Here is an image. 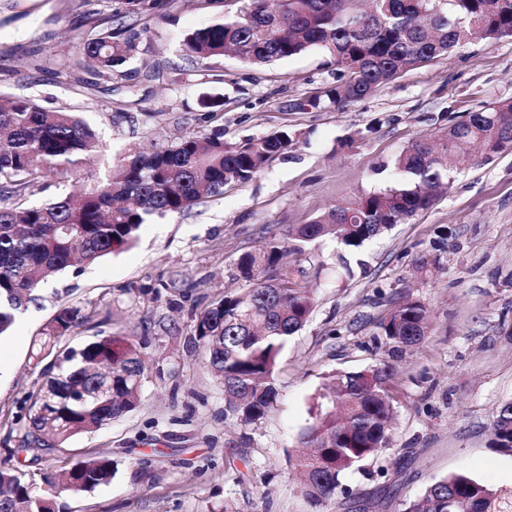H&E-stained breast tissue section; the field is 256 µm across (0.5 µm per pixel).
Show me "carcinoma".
Segmentation results:
<instances>
[{
  "label": "carcinoma",
  "instance_id": "cac0c4a2",
  "mask_svg": "<svg viewBox=\"0 0 512 512\" xmlns=\"http://www.w3.org/2000/svg\"><path fill=\"white\" fill-rule=\"evenodd\" d=\"M157 0H122L127 16L148 12ZM248 16L235 15L184 39L186 55L204 61L233 52L241 61L268 64L312 49L336 64V84L324 99L344 107L374 95L401 72L463 49L479 35L512 38V0H249ZM138 33L111 30L83 44L67 61L104 81L125 75ZM305 139L281 131L239 144L224 142L216 128L183 137L147 153L134 150L111 178L85 175L79 194H52L49 178L83 171L98 147L96 134L72 112L47 111L29 97L0 106V338L16 313L40 300L38 287L51 273L91 265L130 244L154 216L184 212L229 183L252 180L274 157ZM439 145L417 139L393 161V186L360 194L291 232L293 250L331 238L346 254L429 209L453 169L512 148V98L449 120ZM288 242L269 239L237 259L236 276L251 288L226 295L194 319L195 340L206 353L209 374L224 391V415L244 425L266 416L277 397L276 367L288 338L308 322L315 304L309 288H295L282 262ZM80 310L64 307L43 329L40 349L54 353L47 377L28 395L19 450L62 446L134 411L144 367L139 343L103 336L69 346L65 336L80 325ZM393 355L420 345L429 333L427 307L408 297L378 325ZM395 366L387 360L331 377L317 397L313 422L301 435L311 452L300 455L302 492L311 503L332 501L342 476L390 447L394 431ZM491 446L512 452V400L495 410ZM117 473L107 454L77 459L62 481L37 482L22 470H0V512H53L55 499L108 484ZM497 491L460 473L432 478L403 512H494Z\"/></svg>",
  "mask_w": 512,
  "mask_h": 512
}]
</instances>
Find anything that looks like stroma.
Wrapping results in <instances>:
<instances>
[{"label":"stroma","mask_w":512,"mask_h":512,"mask_svg":"<svg viewBox=\"0 0 512 512\" xmlns=\"http://www.w3.org/2000/svg\"><path fill=\"white\" fill-rule=\"evenodd\" d=\"M247 0H164L120 17L115 0H0V98L30 97L49 111L79 113L97 132L88 161L110 174L130 148L150 150L222 127L224 140L297 129L307 140L246 183L191 210L143 225L137 242L98 263L52 275L39 304L0 339V467L58 475L80 455L109 453V485L64 494L56 512H401L438 475L464 472L498 489L512 512V454L491 448L496 407L512 399V149L455 173L434 205L365 244L352 276L336 271L335 241L289 251L295 284L315 309L278 357V396L260 422L225 419L224 392L194 339L195 315L242 289L238 257L360 194L393 184L392 162L410 143L438 135L484 105L512 98V39H477L449 57L407 70L377 94L337 108L308 99L336 81L314 49L263 66L233 55L192 61L184 36L237 15ZM138 30L127 75L97 82L64 65L83 43L120 26ZM220 98L217 118L201 101ZM448 250L419 273L418 257L440 232ZM423 300L430 333L393 360L395 430L389 450L346 475L334 502L313 505L292 470L314 397L328 375L387 359L377 323L405 295ZM89 323L68 336L141 344L138 408L33 460L18 451L30 392L44 381L36 344L59 306Z\"/></svg>","instance_id":"obj_1"}]
</instances>
